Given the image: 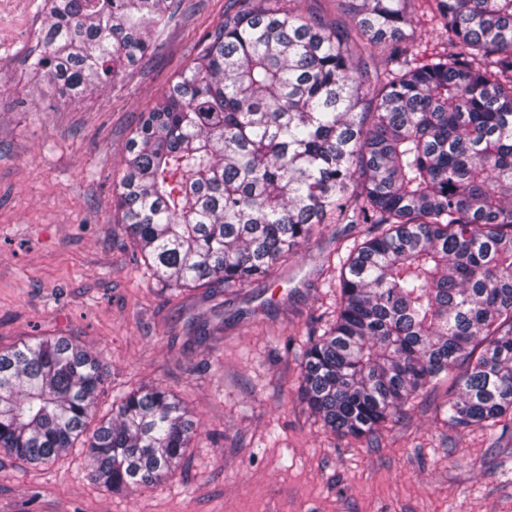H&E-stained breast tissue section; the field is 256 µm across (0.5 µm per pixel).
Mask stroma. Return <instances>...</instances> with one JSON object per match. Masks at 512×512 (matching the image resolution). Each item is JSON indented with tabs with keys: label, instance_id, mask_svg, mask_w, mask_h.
I'll list each match as a JSON object with an SVG mask.
<instances>
[{
	"label": "stroma",
	"instance_id": "1",
	"mask_svg": "<svg viewBox=\"0 0 512 512\" xmlns=\"http://www.w3.org/2000/svg\"><path fill=\"white\" fill-rule=\"evenodd\" d=\"M46 0H0V347L71 336L110 394L177 393L200 435L161 485L115 494L84 448L35 467L0 452V512H512V424L450 427L455 378L372 439L326 432L298 396L300 353L335 308L329 263L367 225L326 219L269 276L179 294L144 265L116 205L125 144L237 0H177L152 50L112 83L61 95L27 68ZM408 40L445 45L424 0Z\"/></svg>",
	"mask_w": 512,
	"mask_h": 512
}]
</instances>
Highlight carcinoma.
<instances>
[{
  "instance_id": "1",
  "label": "carcinoma",
  "mask_w": 512,
  "mask_h": 512,
  "mask_svg": "<svg viewBox=\"0 0 512 512\" xmlns=\"http://www.w3.org/2000/svg\"><path fill=\"white\" fill-rule=\"evenodd\" d=\"M224 14L126 144L116 201L180 291L268 274L328 215L372 231L338 268L336 319L298 390L329 432L371 438L460 370L453 427L512 420V0H426L448 51L401 45L409 0H352L355 33L247 0ZM174 0H48L31 72L80 96L142 59ZM396 63L385 75L363 57ZM99 355L68 337L0 350V451L77 442L113 493L176 474L198 423L158 385L95 409Z\"/></svg>"
}]
</instances>
